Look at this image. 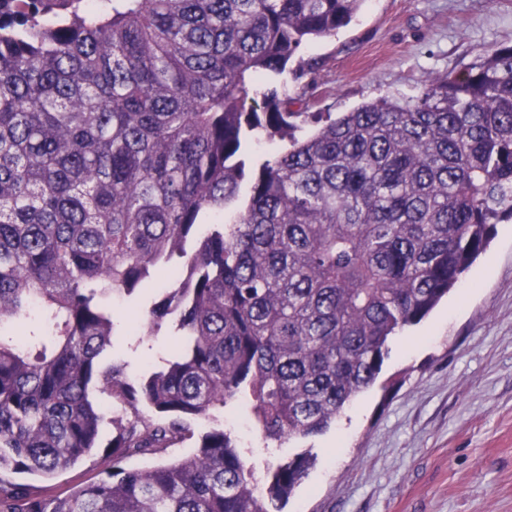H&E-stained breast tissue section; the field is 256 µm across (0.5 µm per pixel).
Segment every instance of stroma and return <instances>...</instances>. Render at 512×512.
Segmentation results:
<instances>
[{"label": "stroma", "instance_id": "1", "mask_svg": "<svg viewBox=\"0 0 512 512\" xmlns=\"http://www.w3.org/2000/svg\"><path fill=\"white\" fill-rule=\"evenodd\" d=\"M512 44V0H365L335 36L310 43L288 65V95L306 111H351L417 95L424 80L463 71L484 47ZM158 296L114 310V359L130 378L160 365L172 337L127 321ZM377 382L324 433L282 444L262 439L248 404L232 402L196 433L230 429L246 468L266 479L295 454L313 464L283 512H512V223L447 300L405 329ZM111 465L93 450L52 479L16 476L47 497H66Z\"/></svg>", "mask_w": 512, "mask_h": 512}]
</instances>
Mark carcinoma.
<instances>
[{
  "instance_id": "cac0c4a2",
  "label": "carcinoma",
  "mask_w": 512,
  "mask_h": 512,
  "mask_svg": "<svg viewBox=\"0 0 512 512\" xmlns=\"http://www.w3.org/2000/svg\"><path fill=\"white\" fill-rule=\"evenodd\" d=\"M105 2L0 0V512H274L311 455L263 494L222 428L124 461L240 396L264 440L317 435L376 381L512 220V45L334 118L288 109V64L365 0ZM151 281L175 340L129 381L112 299ZM98 392L106 477L53 500L3 478L99 447Z\"/></svg>"
}]
</instances>
